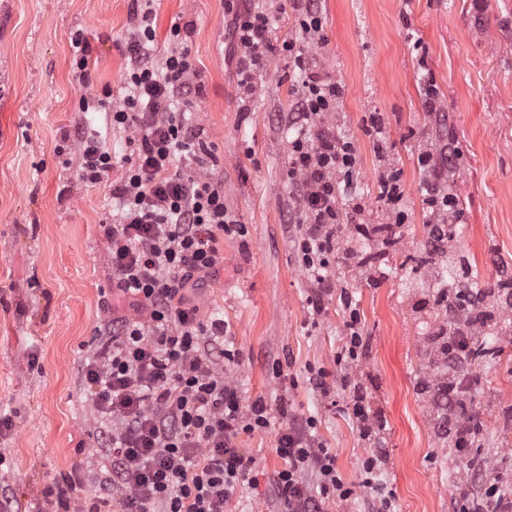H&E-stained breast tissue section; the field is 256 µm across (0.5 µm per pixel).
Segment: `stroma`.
Masks as SVG:
<instances>
[{
  "label": "stroma",
  "mask_w": 512,
  "mask_h": 512,
  "mask_svg": "<svg viewBox=\"0 0 512 512\" xmlns=\"http://www.w3.org/2000/svg\"><path fill=\"white\" fill-rule=\"evenodd\" d=\"M268 15L274 45L298 37L293 0H251ZM324 40L309 52L341 89L327 115L357 149L344 202L363 206L361 223L396 224L389 247L344 229L341 248L371 254L365 266L335 261L336 291L312 319L309 278L299 263L288 184V115L301 88L287 58L271 56L255 73L253 96L235 76L230 0H156L155 57L171 48L170 28L185 43L203 84L191 108L213 158L206 176L224 189V205L245 228L225 236L224 260L201 292L205 311L224 319L233 360H220L243 403L264 399L275 413L266 431L244 435L258 486H241L226 512H284L272 480L288 415L318 419L317 436L336 456L352 494L326 500L323 512H377L361 463L376 449L379 479L394 512H454L464 466L435 421L427 339L447 319L440 291L477 279L496 289L512 277V0H318ZM132 0H0V506L5 512H63L56 495L69 477L81 485L72 506L120 512L102 481L112 474L108 427L95 413L84 366L106 340L126 301L113 285L103 226L112 215V180L136 148L138 133L115 130L112 106L125 95V43ZM88 46L78 74L73 38ZM95 103L81 111V96ZM379 135L368 134L371 113ZM98 132L115 166L91 184L79 170L74 126ZM383 151H376L375 141ZM450 144L454 160L443 164ZM430 164H422L425 154ZM398 174L403 223L377 197L380 175ZM442 174L459 212L447 250L429 252L425 184ZM428 256L426 266L417 257ZM352 302L344 304L341 295ZM361 317L365 349L337 364L349 307ZM282 377H275L274 367ZM323 368L349 375L367 397L374 439L359 435L350 391L324 398L309 382ZM474 407L485 420L476 441L484 461L470 484L499 477L512 499V310L502 315L492 351L471 361ZM287 415H278L280 405Z\"/></svg>",
  "instance_id": "35a3bbf8"
}]
</instances>
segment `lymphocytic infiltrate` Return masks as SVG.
<instances>
[{
	"mask_svg": "<svg viewBox=\"0 0 512 512\" xmlns=\"http://www.w3.org/2000/svg\"><path fill=\"white\" fill-rule=\"evenodd\" d=\"M134 5L127 93L111 121L116 129L135 128L139 139L112 184L119 207L105 229L116 288L130 312L117 317L84 378L97 413L112 426V484L121 512H224L238 487L257 482V462L237 440L268 429L271 412L260 398L242 404L218 370L217 357L232 356L223 347L224 321L202 318L194 298L221 260L225 235L235 230L223 187L200 174L210 153L189 112L202 84L180 26L170 29L171 51L155 60L152 0ZM297 8L301 38L274 46L268 16L249 8L234 13L232 35L243 93H253L254 69L278 52L302 78L289 119L297 132L288 142V180L298 190L297 252L318 315L334 290L329 266L340 218L356 220L362 206L342 210L338 176L352 173L356 149L325 124L340 90L307 51L324 20L315 0H299ZM77 139L82 178L100 182L113 167L111 153L96 134L81 129ZM317 424L316 417L294 416L278 434L276 453L285 466L274 487L286 512H319L322 500L352 493L335 455L318 441ZM307 472L316 474L317 485L304 481Z\"/></svg>",
	"mask_w": 512,
	"mask_h": 512,
	"instance_id": "f902f5d3",
	"label": "lymphocytic infiltrate"
}]
</instances>
